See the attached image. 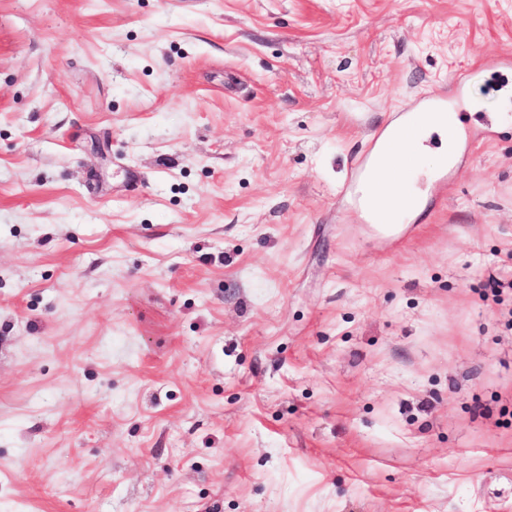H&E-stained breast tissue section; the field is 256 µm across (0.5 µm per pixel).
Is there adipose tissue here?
Here are the masks:
<instances>
[{
  "instance_id": "adipose-tissue-1",
  "label": "adipose tissue",
  "mask_w": 512,
  "mask_h": 512,
  "mask_svg": "<svg viewBox=\"0 0 512 512\" xmlns=\"http://www.w3.org/2000/svg\"><path fill=\"white\" fill-rule=\"evenodd\" d=\"M437 135L441 146L428 152L425 141ZM456 130L447 118L432 115L424 121L417 137L406 139L401 146L382 142L377 164L359 181L355 194L361 209L382 207L385 217H392L397 205H404L412 216H419L425 206V193L419 189L420 178L428 176L433 163L451 159L456 152Z\"/></svg>"
}]
</instances>
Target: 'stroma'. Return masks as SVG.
<instances>
[{
	"instance_id": "obj_1",
	"label": "stroma",
	"mask_w": 512,
	"mask_h": 512,
	"mask_svg": "<svg viewBox=\"0 0 512 512\" xmlns=\"http://www.w3.org/2000/svg\"><path fill=\"white\" fill-rule=\"evenodd\" d=\"M512 0H0V512H512ZM461 78L448 190L351 208Z\"/></svg>"
}]
</instances>
